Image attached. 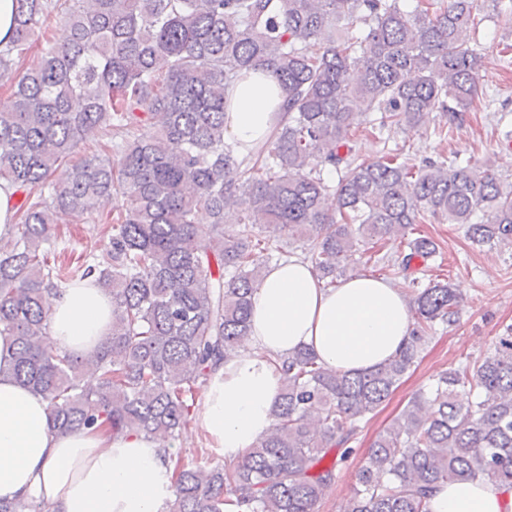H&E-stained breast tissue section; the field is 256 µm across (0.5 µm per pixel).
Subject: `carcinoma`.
Instances as JSON below:
<instances>
[{
    "label": "carcinoma",
    "mask_w": 512,
    "mask_h": 512,
    "mask_svg": "<svg viewBox=\"0 0 512 512\" xmlns=\"http://www.w3.org/2000/svg\"><path fill=\"white\" fill-rule=\"evenodd\" d=\"M62 11L59 0H15L0 50V78L13 85L0 107V181L24 196L0 237V334L14 337L11 375L48 402L57 428L100 418L163 442L179 435L210 369L249 334L264 252L283 236L311 239L329 285L368 253L362 243L396 246L403 270L427 264L438 244L408 232L429 217L463 225L474 245L512 250V183L492 166L457 156L416 165L399 148L354 155L363 113L393 132L435 112L443 137L463 122L478 96L472 42L485 0H75L66 41L14 70ZM258 68L285 94L288 120L242 158L225 141L224 113ZM108 134L117 158L73 160ZM65 162L69 181L49 182ZM114 195L102 218L109 250L90 263L50 258L59 225L86 223ZM199 210L210 223H196ZM92 274L112 298V332L88 384L84 361L45 342L52 299ZM412 288V336L398 356L350 374L295 352L269 435L235 468L177 458L167 512H318L336 480L332 453L418 364L436 323L460 322L464 300L450 284L414 278ZM483 479L512 487V325L486 355L409 398L375 437L344 512H430L435 485ZM0 512L46 507L0 502Z\"/></svg>",
    "instance_id": "cac0c4a2"
}]
</instances>
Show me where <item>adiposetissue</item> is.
<instances>
[{
    "mask_svg": "<svg viewBox=\"0 0 512 512\" xmlns=\"http://www.w3.org/2000/svg\"><path fill=\"white\" fill-rule=\"evenodd\" d=\"M284 95L269 71L247 73L228 100L224 128L248 156L282 120ZM52 348L87 358L112 330V300L95 277L63 288L48 312ZM413 315L394 280L356 276L326 285L291 257L270 266L253 296L250 333L208 376L194 426L208 448L237 464L273 424L281 366L300 349L325 367L364 371L408 344ZM13 339L0 335V500L50 512H163L175 494L177 446L107 425L54 429L47 401L7 371ZM430 512H512V489L489 480L438 484Z\"/></svg>",
    "mask_w": 512,
    "mask_h": 512,
    "instance_id": "ef3b65f1",
    "label": "adipose tissue"
}]
</instances>
